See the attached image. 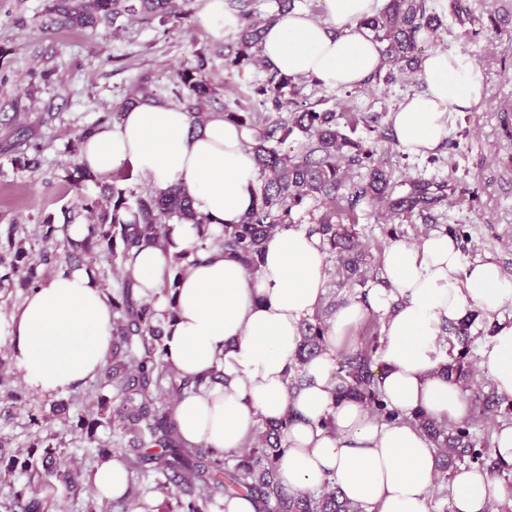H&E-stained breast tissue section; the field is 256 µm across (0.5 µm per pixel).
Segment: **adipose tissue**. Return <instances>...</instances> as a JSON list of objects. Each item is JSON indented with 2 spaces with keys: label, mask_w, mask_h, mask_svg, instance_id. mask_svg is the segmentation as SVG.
I'll return each mask as SVG.
<instances>
[{
  "label": "adipose tissue",
  "mask_w": 512,
  "mask_h": 512,
  "mask_svg": "<svg viewBox=\"0 0 512 512\" xmlns=\"http://www.w3.org/2000/svg\"><path fill=\"white\" fill-rule=\"evenodd\" d=\"M385 0H322L323 20L293 10L267 24L265 64L288 76L330 88H351L381 70L383 45L358 23ZM422 92L406 96L391 119L408 154L435 151L451 134L454 116L481 100L482 76L473 61L436 48L421 62ZM240 123L211 117L203 126L188 112L140 98L118 123L86 137L80 160L98 175L132 170L156 191L181 187L213 231L240 223L257 198L260 171ZM168 247L148 246L127 262L140 296L153 300L164 328L165 360L182 378L224 379L179 399L173 419L188 444L220 452L245 448L259 423L291 417L278 475L291 493L332 483L365 512H428L435 450L408 423H386L355 401H336V347L369 312L385 317L380 386L389 407L424 412L439 421L464 418L469 405L458 382L444 379L436 340L442 327L469 311L499 315L512 302V279L489 257L463 263L456 240L432 233L421 244L396 243L383 254L381 279L369 302L340 305L328 344L305 366L293 391L288 375L302 340L301 324L319 304L326 284L325 249L305 225L276 230L263 244V262L249 274L214 248L165 292L172 254L197 238L191 224H174ZM0 340L10 346L29 389L45 396L94 378L112 353V308L106 292L83 269L57 272L0 315ZM481 367L498 394L512 397V321L499 320L481 350ZM331 420L322 428V420ZM493 455L499 474L458 470L451 484L453 512H486L504 499L512 475V427L499 431ZM85 483L102 497L126 493L129 473L116 456L101 458Z\"/></svg>",
  "instance_id": "ef3b65f1"
}]
</instances>
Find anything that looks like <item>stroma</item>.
I'll use <instances>...</instances> for the list:
<instances>
[{
	"label": "stroma",
	"mask_w": 512,
	"mask_h": 512,
	"mask_svg": "<svg viewBox=\"0 0 512 512\" xmlns=\"http://www.w3.org/2000/svg\"><path fill=\"white\" fill-rule=\"evenodd\" d=\"M466 14L449 10V0H429L442 23L425 49L452 48L474 60L484 77L483 99L454 118L453 145L431 156L404 154L389 118L410 92L422 89L421 70H407L386 83L371 78L354 88L331 89L307 78L297 79L296 107L331 110L343 133L361 142L394 182L425 178L444 184L445 198L438 221L423 223L415 215L389 219L384 208L368 203L346 211L345 201L312 199L294 214L296 223L312 225L327 209H335L341 224L357 235L361 266L369 282L380 272L382 255L392 244H420L431 233L461 224L469 240L460 241L464 262L494 257L512 276V0H463ZM44 0H0V47L10 54L0 64V223L33 222L38 213L59 211L74 189L58 163L68 139L98 113L111 111L129 97L139 80H148L160 98L171 99L176 73L193 64L197 52L211 49L216 37L199 18L202 0H192L186 12L162 30L139 23L125 24L108 40L87 33L54 32L43 26ZM267 76L264 65L239 71L214 58L207 71L220 97L238 100L249 112L264 113L255 89ZM18 107L22 123L46 143L41 170L36 174L13 168L9 151L15 126L6 113ZM326 297L366 299L368 284L343 276L336 254L326 256ZM383 317L370 314L339 344L338 355L369 350L373 370H380ZM495 320L473 316L469 344L442 331L437 349L443 361L464 357L472 384L466 395L477 447L493 445L495 433L512 426V407L501 405L479 419V393L492 381L480 367V352L495 333Z\"/></svg>",
	"instance_id": "35a3bbf8"
}]
</instances>
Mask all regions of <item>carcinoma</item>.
I'll return each mask as SVG.
<instances>
[{"label": "carcinoma", "instance_id": "1", "mask_svg": "<svg viewBox=\"0 0 512 512\" xmlns=\"http://www.w3.org/2000/svg\"><path fill=\"white\" fill-rule=\"evenodd\" d=\"M190 2L45 0L44 24L48 29L88 31L104 38L117 31L121 18L164 28ZM227 5L241 27L237 38L217 44L214 54L240 71L259 60L263 26L254 16L250 0H227ZM439 22L427 0H388L376 15L360 21L359 27L386 43L387 60L404 70L417 60L419 33L435 30ZM212 55L199 54L194 69L176 74V93L186 95L197 125L214 116L210 109L217 102V89L206 77ZM294 88L293 77L269 69L258 92L279 111L282 97L296 94ZM125 107L123 103L110 112L98 113L66 143L64 178L79 192L60 213L38 216L30 231L17 221L0 224L1 291L20 289L28 294L52 273L85 267L95 272L107 292L113 314L112 356L95 376L94 411L89 414H70L77 402L69 399L57 400L47 409L34 407L26 387L10 386L6 361L0 358V401L26 416L31 437L25 451L9 457L0 454V479L9 478L8 491L0 497V512H49L52 503L42 491L56 481L74 498L85 494L83 512H129V503L139 497V490L132 486L123 497L101 501L82 484L81 464L69 454L60 433L52 431L53 422L60 417L71 435L97 448V456L120 453L132 473V483L151 473L162 477L156 488L168 502L164 507L155 506L156 512H209L215 499L243 493L259 503V512H361V507L333 485H326L317 495L290 494L280 486L277 469L286 451L289 418L263 424L253 444L235 456L232 467L222 452L181 442L172 417L174 402L191 388H199L204 380H179L169 368L164 360L162 325L153 305L136 292V283L125 265L132 253L145 245L165 246L169 224L191 223L198 228V238L171 257L165 291L177 288L200 255L216 246L237 257L253 274L259 269L264 240L294 223L293 212L311 197L334 200L344 190L352 208L384 200L392 213H415L431 224L443 199L438 194L442 186L416 179L406 192L395 195L396 184L385 169L374 164L372 153L336 129V113L304 109L279 116L257 130L251 144L262 177L257 205L241 223L226 225L221 234L214 235L181 188L162 193L138 190L124 184L130 175L123 171L112 174V182H104L78 162L86 135L119 121ZM217 114L255 126L253 113L236 100L224 102ZM296 132L301 134V141L286 148ZM44 150L45 145L33 140L27 128L19 127L11 163L17 170L36 173ZM353 166L366 167L368 172L353 181L348 176ZM89 182L98 191L85 192ZM73 224L87 225V235L80 241L69 235ZM310 231L320 236L329 252L339 254L341 268L351 275L358 273L354 235L336 222L335 211H325ZM301 333L296 374L289 378L292 389L302 386L304 365L323 350L322 317L317 315L312 322L303 320ZM336 380L333 393L338 398L362 402L385 422L403 420L401 413L384 401L368 354L343 357ZM409 421L434 441L444 438L440 448L443 465L455 455L485 462L487 449L475 447L468 425L446 430L423 412L414 413ZM101 427L115 431L116 440L100 442L97 431Z\"/></svg>", "mask_w": 512, "mask_h": 512}]
</instances>
